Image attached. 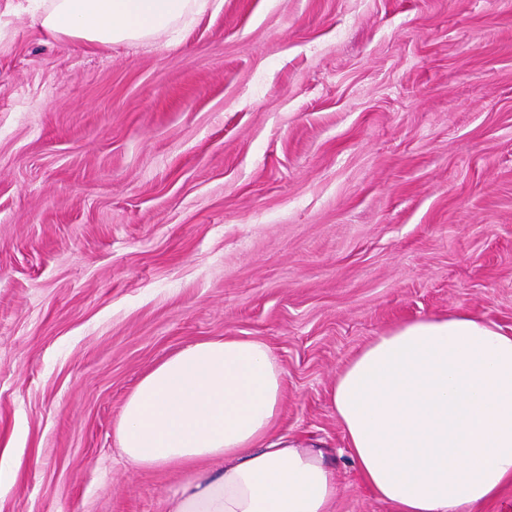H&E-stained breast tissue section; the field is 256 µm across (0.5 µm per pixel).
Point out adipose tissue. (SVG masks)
<instances>
[{
    "mask_svg": "<svg viewBox=\"0 0 512 512\" xmlns=\"http://www.w3.org/2000/svg\"><path fill=\"white\" fill-rule=\"evenodd\" d=\"M209 0H28L51 36L84 46L159 38ZM283 371L259 340L191 343L146 372L115 436L138 470L176 469L171 512H331L319 448L274 437ZM331 404L363 483L394 512H474L512 486V335L463 310L377 336Z\"/></svg>",
    "mask_w": 512,
    "mask_h": 512,
    "instance_id": "1",
    "label": "adipose tissue"
}]
</instances>
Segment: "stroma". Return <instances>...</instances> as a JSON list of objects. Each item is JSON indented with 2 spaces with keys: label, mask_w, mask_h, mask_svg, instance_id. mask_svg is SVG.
I'll use <instances>...</instances> for the list:
<instances>
[{
  "label": "stroma",
  "mask_w": 512,
  "mask_h": 512,
  "mask_svg": "<svg viewBox=\"0 0 512 512\" xmlns=\"http://www.w3.org/2000/svg\"><path fill=\"white\" fill-rule=\"evenodd\" d=\"M0 0V512H170L114 433L198 340L263 341L332 512H392L331 405L387 330L512 334V0H211L90 49Z\"/></svg>",
  "instance_id": "1"
}]
</instances>
